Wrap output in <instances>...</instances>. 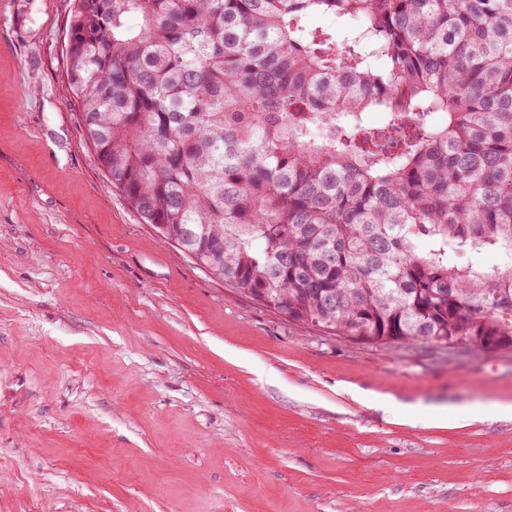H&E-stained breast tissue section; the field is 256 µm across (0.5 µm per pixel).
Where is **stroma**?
Wrapping results in <instances>:
<instances>
[{"label":"stroma","instance_id":"35a3bbf8","mask_svg":"<svg viewBox=\"0 0 512 512\" xmlns=\"http://www.w3.org/2000/svg\"><path fill=\"white\" fill-rule=\"evenodd\" d=\"M0 0V512H512V354L296 322L163 243Z\"/></svg>","mask_w":512,"mask_h":512}]
</instances>
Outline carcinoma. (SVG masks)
<instances>
[{
    "label": "carcinoma",
    "mask_w": 512,
    "mask_h": 512,
    "mask_svg": "<svg viewBox=\"0 0 512 512\" xmlns=\"http://www.w3.org/2000/svg\"><path fill=\"white\" fill-rule=\"evenodd\" d=\"M65 58L112 186L240 294L512 351V0H82Z\"/></svg>",
    "instance_id": "obj_1"
}]
</instances>
